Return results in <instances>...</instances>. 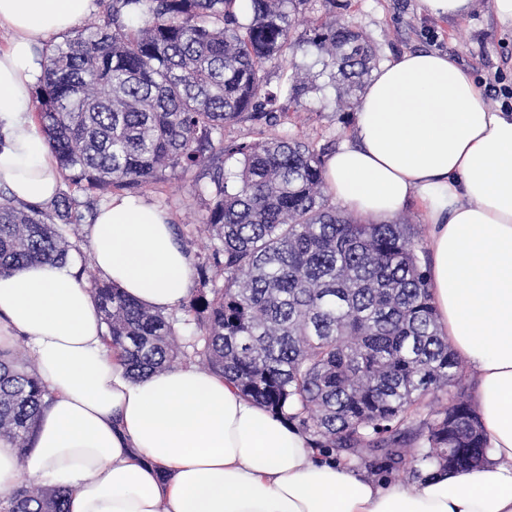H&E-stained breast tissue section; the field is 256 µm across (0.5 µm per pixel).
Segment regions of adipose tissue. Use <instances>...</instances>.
Listing matches in <instances>:
<instances>
[{
  "label": "adipose tissue",
  "instance_id": "obj_1",
  "mask_svg": "<svg viewBox=\"0 0 512 512\" xmlns=\"http://www.w3.org/2000/svg\"><path fill=\"white\" fill-rule=\"evenodd\" d=\"M96 0H0V185L53 202L60 172L31 118L36 46L74 29ZM331 196L385 223L410 202L431 226L430 289L444 336L475 380L488 463L411 486L324 461L296 426L187 362L138 379L110 356L93 294L73 266L0 273V346L27 339L48 405L27 458L0 440V495L28 477L68 488L69 512H512V113L492 109L448 54L384 63L353 136L325 163ZM98 273L169 311L193 286L168 212L112 196L90 235Z\"/></svg>",
  "mask_w": 512,
  "mask_h": 512
}]
</instances>
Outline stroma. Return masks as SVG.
Masks as SVG:
<instances>
[{
    "label": "stroma",
    "mask_w": 512,
    "mask_h": 512,
    "mask_svg": "<svg viewBox=\"0 0 512 512\" xmlns=\"http://www.w3.org/2000/svg\"><path fill=\"white\" fill-rule=\"evenodd\" d=\"M309 17L333 16L349 21L373 46L378 62L396 59L406 52L438 50L448 53L472 70L482 85L502 75L512 84V27L501 24L490 0H476L475 8L460 18L434 19L421 12L419 0H308ZM326 56L315 48L298 49L292 62L271 61L265 72L271 87L294 77L315 83L300 105L283 112L276 124L267 118L246 116L225 125V141H257L288 134L315 148L335 151L351 137L354 111L337 109V92L323 69ZM196 173L146 187L142 199L167 211L182 234L191 259L209 255L213 242L202 230L205 201L195 190Z\"/></svg>",
    "instance_id": "obj_1"
}]
</instances>
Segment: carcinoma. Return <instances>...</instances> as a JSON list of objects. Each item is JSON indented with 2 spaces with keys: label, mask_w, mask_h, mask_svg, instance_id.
<instances>
[{
  "label": "carcinoma",
  "mask_w": 512,
  "mask_h": 512,
  "mask_svg": "<svg viewBox=\"0 0 512 512\" xmlns=\"http://www.w3.org/2000/svg\"><path fill=\"white\" fill-rule=\"evenodd\" d=\"M307 2L248 0L243 20L239 0H107L101 23L45 51L34 118L73 191L136 194L208 166L198 192L217 244L195 263L198 294L183 306L196 333L176 344L179 319L94 279L107 347L133 378L178 358L202 364L346 464L413 480L480 466L488 440L465 394L450 392L461 362L440 331L415 228L336 210L309 143H224V125L309 92L293 81L276 94L263 76L294 52ZM311 31L339 100L354 105L376 66L372 47L334 19ZM215 149L230 167L206 164ZM84 219L65 193L40 206L1 191L0 272L84 257L68 236ZM438 391L447 403L428 399ZM46 395L36 369L0 349V438L23 458ZM68 495L21 485L7 512H67Z\"/></svg>",
  "instance_id": "1"
}]
</instances>
